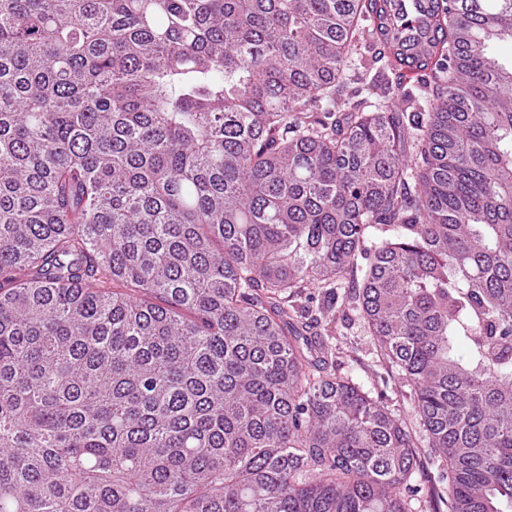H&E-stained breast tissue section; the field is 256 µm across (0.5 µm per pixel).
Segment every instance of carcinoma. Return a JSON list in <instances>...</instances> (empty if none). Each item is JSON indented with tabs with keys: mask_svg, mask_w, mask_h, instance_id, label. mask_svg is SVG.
I'll use <instances>...</instances> for the list:
<instances>
[{
	"mask_svg": "<svg viewBox=\"0 0 512 512\" xmlns=\"http://www.w3.org/2000/svg\"><path fill=\"white\" fill-rule=\"evenodd\" d=\"M434 17L426 84L341 107L379 0H0V512H413L307 336L336 288L437 499L512 503V0Z\"/></svg>",
	"mask_w": 512,
	"mask_h": 512,
	"instance_id": "obj_1",
	"label": "carcinoma"
}]
</instances>
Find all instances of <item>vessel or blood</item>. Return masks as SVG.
<instances>
[{
  "instance_id": "b4317fda",
  "label": "vessel or blood",
  "mask_w": 512,
  "mask_h": 512,
  "mask_svg": "<svg viewBox=\"0 0 512 512\" xmlns=\"http://www.w3.org/2000/svg\"><path fill=\"white\" fill-rule=\"evenodd\" d=\"M434 4L435 0H387V15L394 31L410 44L401 65L406 77L417 78L426 71L425 51L436 37L429 24Z\"/></svg>"
}]
</instances>
